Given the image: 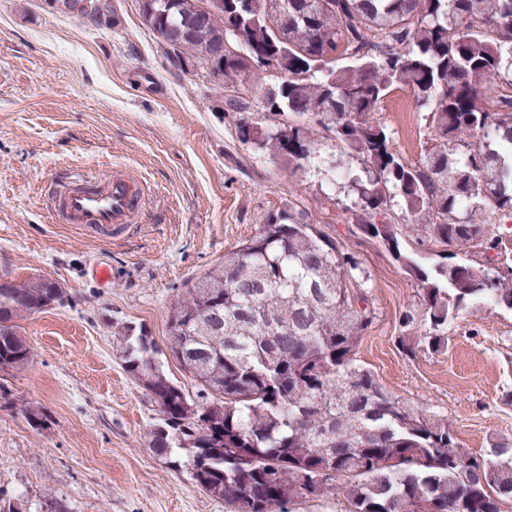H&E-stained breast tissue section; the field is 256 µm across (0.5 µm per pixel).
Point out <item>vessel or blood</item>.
<instances>
[{
    "instance_id": "b4317fda",
    "label": "vessel or blood",
    "mask_w": 512,
    "mask_h": 512,
    "mask_svg": "<svg viewBox=\"0 0 512 512\" xmlns=\"http://www.w3.org/2000/svg\"><path fill=\"white\" fill-rule=\"evenodd\" d=\"M53 196L60 223L77 224L102 237L122 230L142 202L138 184L121 173L99 184L90 178L65 181Z\"/></svg>"
}]
</instances>
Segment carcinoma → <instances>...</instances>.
<instances>
[{
	"instance_id": "obj_1",
	"label": "carcinoma",
	"mask_w": 512,
	"mask_h": 512,
	"mask_svg": "<svg viewBox=\"0 0 512 512\" xmlns=\"http://www.w3.org/2000/svg\"><path fill=\"white\" fill-rule=\"evenodd\" d=\"M209 0H139L171 67L209 80L219 70L226 105L263 112L241 120L244 145L288 162L321 163L315 135L336 143V170L354 194L345 209L420 289L419 342L437 352L448 325L481 305L512 311V265L470 262L495 250L494 221L512 222V0H241L201 20ZM266 58L284 79L253 69ZM245 85L253 98L233 96ZM424 113L421 159L408 163L375 118L396 90ZM304 118L268 123L269 116ZM451 248L422 263L409 238ZM67 294L57 283H0V367L29 362L15 321ZM377 318L370 274L358 255L291 203L168 308L169 352L198 387L192 399L168 378L163 351L143 327L118 336L125 371L160 413L149 447L186 457L190 478L232 512H289L335 497L345 512H502L512 499V444L478 460L448 419L387 391L358 362ZM332 468L305 486L302 470Z\"/></svg>"
}]
</instances>
